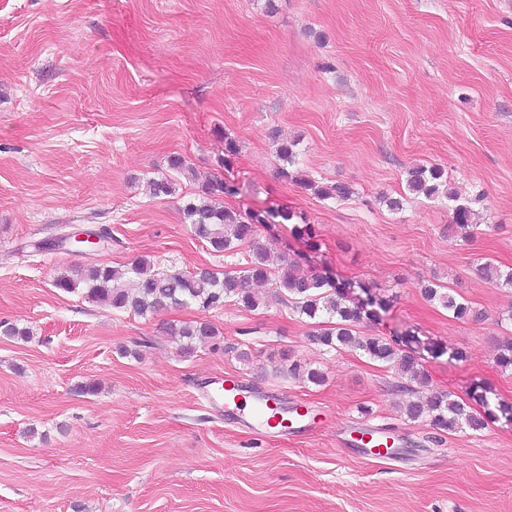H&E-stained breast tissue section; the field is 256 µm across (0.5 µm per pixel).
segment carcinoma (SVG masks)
I'll return each instance as SVG.
<instances>
[{
  "mask_svg": "<svg viewBox=\"0 0 512 512\" xmlns=\"http://www.w3.org/2000/svg\"><path fill=\"white\" fill-rule=\"evenodd\" d=\"M296 143L279 142L276 157L282 162L279 175L296 179L290 167L296 164ZM304 186L326 200H343L351 194L349 186L336 183L330 187ZM407 192L427 199L444 198L452 212L448 231L455 237L472 236V209L470 200H462L448 180L445 170L435 165H418L408 171ZM239 194L238 186L229 180H213L202 188L199 197L187 202L183 212L195 235L205 240L217 253L236 255L240 247L248 245L244 267L223 272L212 269L192 271L180 269L160 270L146 257H139L130 265L118 269L108 265H93L77 271L76 277H60L55 287L65 292L81 291L92 303L108 307L117 313L137 316H154L170 307H195L200 311L221 309L233 303L246 310L255 311L264 306V297L253 285L269 283L287 301L289 308L311 325L309 340L327 350L353 349L369 359L393 367L401 379L398 388L409 393L427 384L423 353L432 357L449 354L458 361L464 353L435 342H424L411 333L409 337L362 336L359 327L377 319L373 306L384 309L387 300L368 296V301L358 300L352 294L354 284L338 282L334 278L304 269L296 260L284 256L273 262L268 248L256 240L258 227L268 224H290L292 234L307 242L312 250L319 248L316 228L312 224H296L297 215L279 209L235 210L224 205L223 200ZM482 277L497 288L512 289V269L507 271L486 262L479 268ZM423 297L448 310L458 320L479 319L482 313L469 301L447 286L434 280H419ZM169 334L178 338L180 352L187 355L196 342H211L218 337L212 323L200 319L181 325H169ZM0 333L23 341L32 339L33 333L12 323L0 322ZM502 370H512V336H504L498 343L495 358ZM288 374L293 378L320 384L323 374L314 368L292 363ZM410 421H422L432 430L453 432L469 429L480 433L496 418L491 411L476 415L464 400L450 393H431L424 398L411 400L404 408Z\"/></svg>",
  "mask_w": 512,
  "mask_h": 512,
  "instance_id": "1",
  "label": "carcinoma"
}]
</instances>
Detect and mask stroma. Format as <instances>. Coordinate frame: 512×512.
<instances>
[{
	"label": "stroma",
	"mask_w": 512,
	"mask_h": 512,
	"mask_svg": "<svg viewBox=\"0 0 512 512\" xmlns=\"http://www.w3.org/2000/svg\"><path fill=\"white\" fill-rule=\"evenodd\" d=\"M280 138L298 140L303 174L351 196L281 178ZM173 155L189 174L151 196ZM419 164L484 194L473 238H449L447 201L407 192ZM216 177L240 185L229 206L292 210L320 247L286 224L259 228L260 243L389 299L361 332L464 351L425 358L430 391L464 399L481 384L474 411L512 405V371L494 362L512 291L478 273L512 267V0H0V320L33 332L0 335V512H512V421L434 435L405 419L394 369L312 344L277 297L140 317L55 287L141 256L223 269L182 212ZM78 230L110 240L79 250ZM433 277L482 319L425 300L417 282ZM202 318L224 349L181 354L166 324ZM293 360L324 382L289 377ZM229 375L321 426L239 423ZM91 381L98 393H80ZM365 426L393 430L398 454L367 461Z\"/></svg>",
	"instance_id": "obj_1"
}]
</instances>
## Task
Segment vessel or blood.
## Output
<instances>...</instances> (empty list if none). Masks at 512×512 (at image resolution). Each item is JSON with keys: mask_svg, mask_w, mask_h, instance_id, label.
<instances>
[{"mask_svg": "<svg viewBox=\"0 0 512 512\" xmlns=\"http://www.w3.org/2000/svg\"><path fill=\"white\" fill-rule=\"evenodd\" d=\"M224 407L249 425L290 434L307 433L317 426L303 405H289L276 396L252 391L244 379L234 376L224 379Z\"/></svg>", "mask_w": 512, "mask_h": 512, "instance_id": "b4317fda", "label": "vessel or blood"}]
</instances>
